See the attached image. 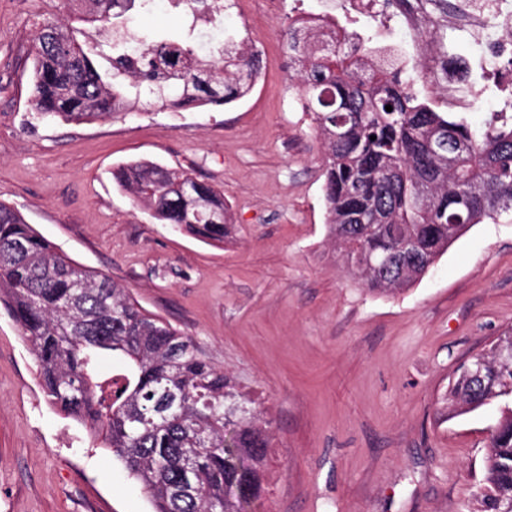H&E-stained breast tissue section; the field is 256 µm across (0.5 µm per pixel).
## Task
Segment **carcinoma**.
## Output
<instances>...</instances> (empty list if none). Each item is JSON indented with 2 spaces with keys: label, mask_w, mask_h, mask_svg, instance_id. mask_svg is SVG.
<instances>
[{
  "label": "carcinoma",
  "mask_w": 512,
  "mask_h": 512,
  "mask_svg": "<svg viewBox=\"0 0 512 512\" xmlns=\"http://www.w3.org/2000/svg\"><path fill=\"white\" fill-rule=\"evenodd\" d=\"M86 23L118 32L155 0H64ZM302 108L326 147L323 193L349 271L373 290L396 291L421 276L461 233L512 209V116L480 126L462 112H436L410 92L396 59L344 49L340 35L288 26ZM112 75L54 21L33 50L30 111L83 122L126 109L141 93L163 107L223 106L247 96L259 52L196 36L141 35L112 43ZM392 106L388 112L385 106ZM343 136L336 137V129ZM118 186L153 217L203 241L229 235L224 194L187 171L134 161L113 171ZM0 303L32 350L49 401L101 438L149 495L153 512H242L264 493L268 422L191 337L147 312L110 278L57 252L13 207L0 202ZM512 330L486 352L477 376L459 369L448 408L461 415L494 401L503 416L486 454L484 512L512 506ZM116 369L99 371L103 356Z\"/></svg>",
  "instance_id": "carcinoma-1"
}]
</instances>
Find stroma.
I'll use <instances>...</instances> for the list:
<instances>
[{"label": "stroma", "instance_id": "obj_1", "mask_svg": "<svg viewBox=\"0 0 512 512\" xmlns=\"http://www.w3.org/2000/svg\"><path fill=\"white\" fill-rule=\"evenodd\" d=\"M332 0H242L224 32L260 53L243 99L135 105L91 123L27 107L31 49L62 0H0V201L75 261L191 336L269 423L266 489L245 512H479L501 410L452 416L448 384L512 329V210L473 225L405 290L348 272L323 198L325 147L289 77L284 33ZM448 0L403 46L413 92L448 109L428 61L461 53ZM148 160L219 189L217 246L153 218L112 172ZM151 512L88 430L48 401L0 307V512Z\"/></svg>", "mask_w": 512, "mask_h": 512}]
</instances>
